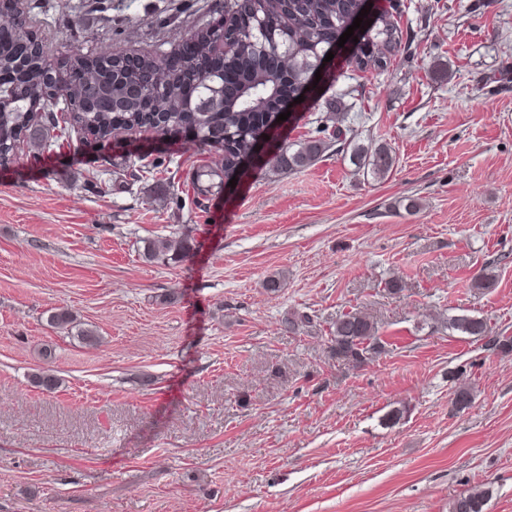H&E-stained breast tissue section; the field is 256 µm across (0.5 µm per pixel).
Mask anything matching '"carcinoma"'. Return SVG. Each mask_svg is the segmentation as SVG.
Listing matches in <instances>:
<instances>
[{
    "label": "carcinoma",
    "instance_id": "carcinoma-1",
    "mask_svg": "<svg viewBox=\"0 0 512 512\" xmlns=\"http://www.w3.org/2000/svg\"><path fill=\"white\" fill-rule=\"evenodd\" d=\"M236 9L232 31L224 33L217 22L197 29L191 38L202 48L226 37L232 46L224 58V69L235 75L241 92L224 102L222 112H155L153 105L175 106L179 93L195 91L204 99L209 94L197 62L174 64L166 75L163 91H148L141 97H129L126 84L118 81L100 85L89 75L103 63L119 68L122 55L112 51L98 55L73 54L57 66L47 67V55L34 51L26 60V78L12 92L11 102L0 111V166L17 159L15 143L20 142L37 156L50 152L58 142L70 137L75 128L85 129L99 140H108L119 129L150 127L167 131L191 124L202 134L201 144L224 152V179L244 174L241 168L257 141L263 136L291 100L307 93L313 86L315 64L320 53L340 38L345 23L358 10L359 0H276L238 6V0L226 4ZM363 43L352 57L359 70L373 64L387 67L390 57L402 51L403 32L391 15L376 18L362 37ZM288 56V74L269 69L264 58L268 53ZM17 61L14 41H0V70H10ZM57 98L59 114L32 115L37 102ZM349 127L328 131L320 125L308 136L281 148L276 170L300 171L317 163L333 146L352 143ZM354 164L377 179L385 178L394 165L391 150L378 146L369 153L359 145L353 147ZM192 250V240L185 235H168L144 241L142 258L148 263L167 265L185 258ZM48 323L60 330H76L89 346L100 337L80 327L73 314L58 307ZM448 328L465 336L492 335L484 318L466 313L448 318ZM330 349L336 358L360 366L378 355L384 341L376 323L361 311L340 316L330 329ZM488 492L475 488L458 495L449 503L448 512H484Z\"/></svg>",
    "mask_w": 512,
    "mask_h": 512
}]
</instances>
